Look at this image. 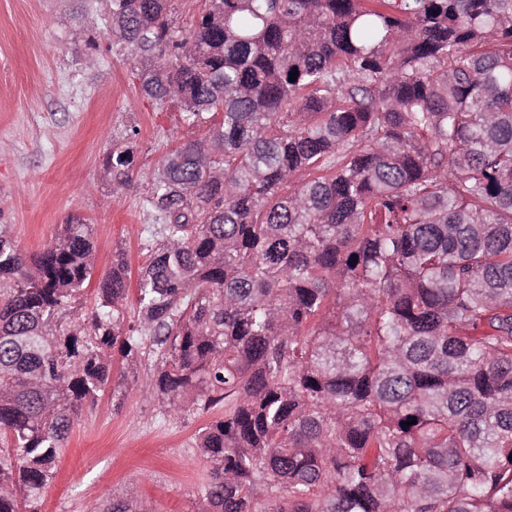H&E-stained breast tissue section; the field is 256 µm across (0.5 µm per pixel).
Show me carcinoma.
Returning a JSON list of instances; mask_svg holds the SVG:
<instances>
[{"label":"carcinoma","instance_id":"cac0c4a2","mask_svg":"<svg viewBox=\"0 0 512 512\" xmlns=\"http://www.w3.org/2000/svg\"><path fill=\"white\" fill-rule=\"evenodd\" d=\"M168 3L108 6L209 125L152 175L133 316L120 249L78 305L93 225L27 259L0 224V512H38L116 352L224 410L198 512H512V0H204L186 35Z\"/></svg>","mask_w":512,"mask_h":512}]
</instances>
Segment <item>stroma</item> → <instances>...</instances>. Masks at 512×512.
<instances>
[{"label": "stroma", "instance_id": "35a3bbf8", "mask_svg": "<svg viewBox=\"0 0 512 512\" xmlns=\"http://www.w3.org/2000/svg\"><path fill=\"white\" fill-rule=\"evenodd\" d=\"M141 58L118 45L101 0H0V224L36 255L62 224L95 227L91 307L112 255L124 250L132 274L146 264L151 184L176 141L204 138L179 104L139 91ZM134 146L132 180L114 189L104 161ZM150 366L114 362L116 392H105L61 451L41 512H92L136 488L150 512H197L210 465L194 437L206 413H161L139 379Z\"/></svg>", "mask_w": 512, "mask_h": 512}]
</instances>
